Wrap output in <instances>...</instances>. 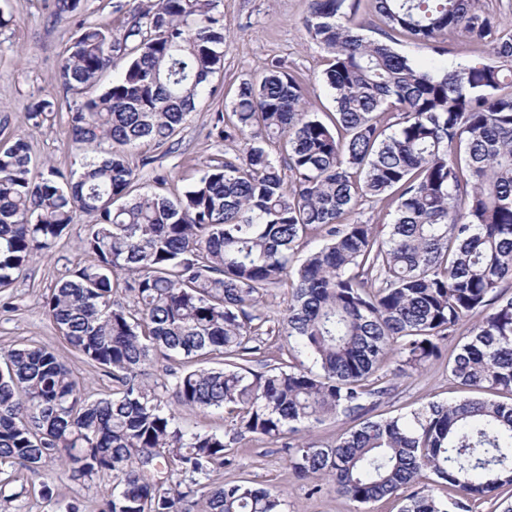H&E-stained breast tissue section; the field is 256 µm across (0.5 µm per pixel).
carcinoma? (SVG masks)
<instances>
[{"label":"carcinoma","instance_id":"obj_1","mask_svg":"<svg viewBox=\"0 0 512 512\" xmlns=\"http://www.w3.org/2000/svg\"><path fill=\"white\" fill-rule=\"evenodd\" d=\"M221 0H132L121 30L78 23L60 64L77 168L34 170L25 137L0 145V292L51 251L79 214L82 259L43 296L70 351L112 379L96 393L58 354L0 351V475L52 464L74 483L112 484L99 512H284L280 493L219 480L232 445L357 422L331 444L285 443L294 474L353 502L397 498L399 512H512V21L478 0H374L384 39L362 33L359 0H312L307 35L329 55L335 111L309 110L281 63L243 80L209 136L242 154L212 157L175 198L138 191L128 152L172 149L224 64ZM59 17L82 0H54ZM486 41L499 63L441 65L447 36ZM403 35L416 60L392 46ZM120 56L125 65L101 90ZM108 144L107 156L87 155ZM386 208L388 231L350 219ZM321 245L297 264L308 239ZM289 284L276 325L263 298ZM467 340L450 382L472 392L398 417L368 418L407 376ZM290 360L261 361L262 337ZM219 359L222 366L194 364ZM173 361L171 381L148 368ZM262 362L259 370L252 363ZM219 411L223 433L189 432L178 409Z\"/></svg>","mask_w":512,"mask_h":512}]
</instances>
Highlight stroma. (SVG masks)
Wrapping results in <instances>:
<instances>
[{"mask_svg":"<svg viewBox=\"0 0 512 512\" xmlns=\"http://www.w3.org/2000/svg\"><path fill=\"white\" fill-rule=\"evenodd\" d=\"M113 0H85L79 19L57 18L52 0H0V117H7V134L24 135L35 163L47 162L61 171L72 168L74 153L65 115H57L35 128L27 120V108L46 96H62L59 70L66 48L72 43L79 22L118 27L122 17L112 10ZM311 0H222L224 31L230 42L224 67L215 75V94L200 98L196 112L189 115L176 137L178 147L167 153L143 144L131 150L129 159L142 157L153 162L138 171L139 185L150 190L155 175L170 178L168 195L181 193L196 175L202 162L215 155L235 157L240 143L210 138V116L227 112L240 82L261 73L272 63L288 66L308 88L312 111H333L334 105L319 78L327 67V54L305 32L303 21ZM86 218H77L58 240L50 256L34 259L19 275L7 296L0 297V349L36 343L54 349L90 386L109 385L108 377L72 356L62 343L42 306V295L64 276L67 267L81 257L80 240ZM466 340L457 335L442 358L427 362L410 376L397 378V394L371 410L372 416L403 415L431 401H452L463 390L448 380V360ZM230 464L222 472L224 481L243 479L258 486L281 491L288 512H398V502L388 500L358 504L329 489L312 493V483L296 477L288 466V453L281 443L246 437L232 448ZM49 486L52 500L40 494ZM101 488L95 483H73L60 478L56 467L47 466L39 475L21 472L19 481L6 486L0 495V512H98Z\"/></svg>","mask_w":512,"mask_h":512,"instance_id":"obj_1","label":"stroma"}]
</instances>
